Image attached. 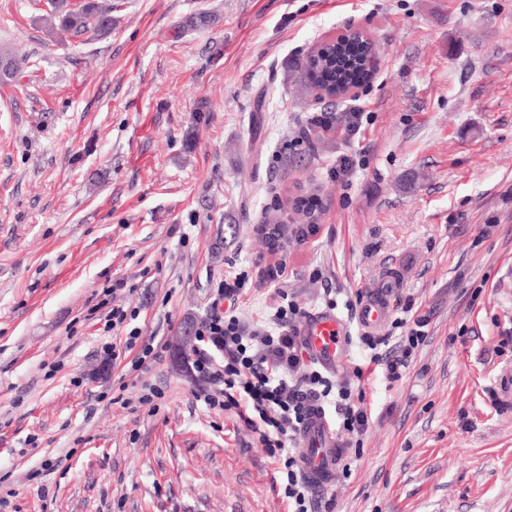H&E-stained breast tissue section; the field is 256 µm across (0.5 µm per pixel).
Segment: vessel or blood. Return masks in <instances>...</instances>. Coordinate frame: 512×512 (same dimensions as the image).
<instances>
[{
    "label": "vessel or blood",
    "mask_w": 512,
    "mask_h": 512,
    "mask_svg": "<svg viewBox=\"0 0 512 512\" xmlns=\"http://www.w3.org/2000/svg\"><path fill=\"white\" fill-rule=\"evenodd\" d=\"M390 313L385 293H369L363 298L358 311L359 325L368 332L382 327ZM306 351L316 364L329 371H336L343 363L349 348L350 337L343 320L330 311H319L305 318L300 329ZM301 471L314 490L326 488L341 465L346 449L330 425L326 415L313 411L301 427Z\"/></svg>",
    "instance_id": "vessel-or-blood-1"
}]
</instances>
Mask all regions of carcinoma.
I'll return each mask as SVG.
<instances>
[{"mask_svg": "<svg viewBox=\"0 0 512 512\" xmlns=\"http://www.w3.org/2000/svg\"><path fill=\"white\" fill-rule=\"evenodd\" d=\"M112 9V0H48V10L39 21L50 37L60 31L76 37L88 32L106 34L112 29ZM0 61L7 64L0 84H10L21 65L7 45H0ZM371 68L372 52L363 50L359 39L351 38L312 51L300 67L299 82L331 97L366 79Z\"/></svg>", "mask_w": 512, "mask_h": 512, "instance_id": "carcinoma-1", "label": "carcinoma"}]
</instances>
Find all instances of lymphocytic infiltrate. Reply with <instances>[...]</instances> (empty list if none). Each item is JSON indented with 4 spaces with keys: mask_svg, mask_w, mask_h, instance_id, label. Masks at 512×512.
<instances>
[{
    "mask_svg": "<svg viewBox=\"0 0 512 512\" xmlns=\"http://www.w3.org/2000/svg\"><path fill=\"white\" fill-rule=\"evenodd\" d=\"M246 280L237 274L224 281L211 303L209 317L200 324L199 345L192 361L195 372L216 384L205 394L209 408L245 415L257 443L276 465L288 512H318V503L304 479L299 463L298 438L302 424L314 410L334 405L342 431L360 435L367 431L371 412L363 398L354 397L350 384L335 382L315 366L306 364V353L293 325L302 316L295 301L274 290L271 304L276 331L246 334L234 307L221 301L237 295ZM405 333L391 351H380V339L361 336L371 363L381 367L388 382L400 381L415 351L426 340L424 317L400 320Z\"/></svg>",
    "mask_w": 512,
    "mask_h": 512,
    "instance_id": "obj_1",
    "label": "lymphocytic infiltrate"
}]
</instances>
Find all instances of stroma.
I'll list each match as a JSON object with an SVG mask.
<instances>
[{"instance_id":"obj_1","label":"stroma","mask_w":512,"mask_h":512,"mask_svg":"<svg viewBox=\"0 0 512 512\" xmlns=\"http://www.w3.org/2000/svg\"><path fill=\"white\" fill-rule=\"evenodd\" d=\"M112 2L111 33L56 41L45 0H0V43L28 60L0 86V512H287L245 421L197 400L196 341L175 345L241 272L250 334L273 330V289L336 300L341 380L363 361L358 290L426 319L400 382L365 366L372 422L341 436L333 512H512V411L493 400L512 371V0ZM351 29L378 58L331 106L365 112L348 140L290 66ZM306 196L312 234L270 250L257 226L304 224ZM118 280L116 336L164 347L139 374L89 314Z\"/></svg>"}]
</instances>
